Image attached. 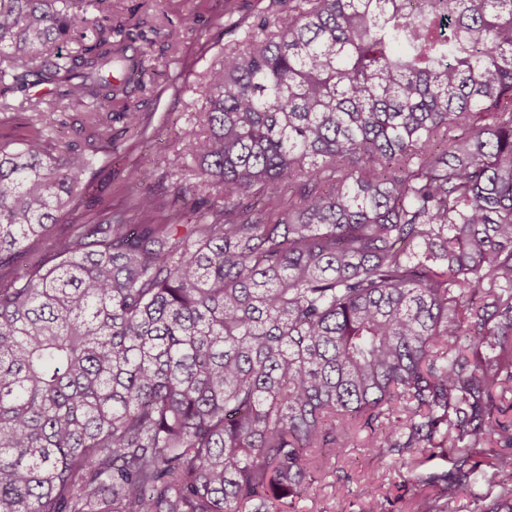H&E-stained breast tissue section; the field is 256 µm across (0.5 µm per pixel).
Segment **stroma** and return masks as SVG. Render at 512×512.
<instances>
[{"label": "stroma", "instance_id": "stroma-1", "mask_svg": "<svg viewBox=\"0 0 512 512\" xmlns=\"http://www.w3.org/2000/svg\"><path fill=\"white\" fill-rule=\"evenodd\" d=\"M226 0H112V22L132 33H144L134 47L146 51L149 65L160 71L157 83L133 89L130 102L149 118V138L138 141L121 120L112 122V154L101 161L90 180L91 193L121 210L136 186L133 168L152 171V192L173 202L176 186L190 179V170L175 171L170 161L178 140L192 119L203 112L205 75L237 42L258 16H272L288 6V0H235L226 12ZM86 108L75 102L61 104L58 123L50 135V148L60 151L84 138ZM351 476V495L336 496L332 484ZM316 495L297 503V512H362L369 492L385 497L389 512H430L433 490L416 481L404 482L391 458L379 456L364 442L332 460L320 473Z\"/></svg>", "mask_w": 512, "mask_h": 512}]
</instances>
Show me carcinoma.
Masks as SVG:
<instances>
[{"instance_id": "cac0c4a2", "label": "carcinoma", "mask_w": 512, "mask_h": 512, "mask_svg": "<svg viewBox=\"0 0 512 512\" xmlns=\"http://www.w3.org/2000/svg\"><path fill=\"white\" fill-rule=\"evenodd\" d=\"M114 34L110 0H0V110L50 95L0 142V512H287L368 431L409 475L448 449L437 512L450 477L512 512V453L476 459L512 450V0L258 19L172 160L198 224L82 193L112 102L148 128ZM63 100L89 131L55 155Z\"/></svg>"}]
</instances>
